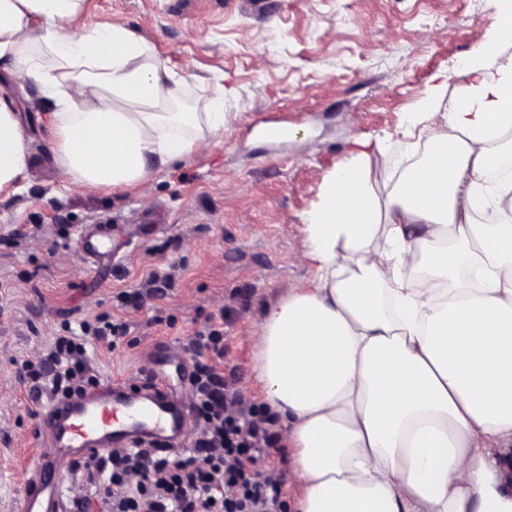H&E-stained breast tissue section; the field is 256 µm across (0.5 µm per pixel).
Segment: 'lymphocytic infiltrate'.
<instances>
[{"instance_id":"lymphocytic-infiltrate-1","label":"lymphocytic infiltrate","mask_w":512,"mask_h":512,"mask_svg":"<svg viewBox=\"0 0 512 512\" xmlns=\"http://www.w3.org/2000/svg\"><path fill=\"white\" fill-rule=\"evenodd\" d=\"M121 325L96 318L80 333L55 337L47 358L25 363L35 384L71 392L95 384L87 345L114 347ZM190 349L196 388L190 407L199 426L191 455L160 456L149 448L117 449L82 467L76 504L80 512H270L280 496L272 474L253 467V454L270 447L271 421L261 408H244L225 383L224 336L209 324Z\"/></svg>"}]
</instances>
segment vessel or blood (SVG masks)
Wrapping results in <instances>:
<instances>
[{
    "mask_svg": "<svg viewBox=\"0 0 512 512\" xmlns=\"http://www.w3.org/2000/svg\"><path fill=\"white\" fill-rule=\"evenodd\" d=\"M116 230L109 222L82 225L78 244L93 266L111 264ZM169 359V345L163 342L138 383L107 378L85 394L63 398L34 392L38 449L27 467L17 512H78L66 493L61 464L83 463L144 441L156 451H171L182 433L187 407L164 382Z\"/></svg>",
    "mask_w": 512,
    "mask_h": 512,
    "instance_id": "vessel-or-blood-1",
    "label": "vessel or blood"
}]
</instances>
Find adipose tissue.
Wrapping results in <instances>:
<instances>
[{
	"mask_svg": "<svg viewBox=\"0 0 512 512\" xmlns=\"http://www.w3.org/2000/svg\"><path fill=\"white\" fill-rule=\"evenodd\" d=\"M82 4L0 0V57L55 102L72 184L134 190L223 136V97L181 108L137 31L68 35ZM486 4L469 82L433 87L401 131L422 158L378 176V142L339 166L304 220L311 278L264 310L253 372L290 427L295 512H512V182L487 179L512 137V0ZM27 167L0 96V193Z\"/></svg>",
	"mask_w": 512,
	"mask_h": 512,
	"instance_id": "obj_1",
	"label": "adipose tissue"
}]
</instances>
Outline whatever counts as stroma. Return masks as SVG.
<instances>
[{
  "label": "stroma",
  "instance_id": "obj_1",
  "mask_svg": "<svg viewBox=\"0 0 512 512\" xmlns=\"http://www.w3.org/2000/svg\"><path fill=\"white\" fill-rule=\"evenodd\" d=\"M486 0H85L72 35L123 24L155 43L203 109L223 95L224 136L185 160L153 171L135 191L70 184L50 148L53 107L40 88L17 85L0 60L8 95L29 136L30 168L19 192L0 194V512H16L36 451L31 381L21 363L45 356L64 327L107 316L125 324L114 349L95 347L97 378L135 379L156 343L170 342L168 383L182 394L176 364L210 315L224 316V378L255 406L252 365L264 307L311 275L303 219L314 210L358 141L390 140L432 85L445 96L468 80L460 64L484 28ZM288 123V142L258 129ZM165 212L163 229L135 237L111 266L91 269L75 227L113 216ZM154 270L172 271L140 308L120 292L140 289ZM275 449L257 459L281 480V501L298 482L275 423Z\"/></svg>",
  "mask_w": 512,
  "mask_h": 512
}]
</instances>
